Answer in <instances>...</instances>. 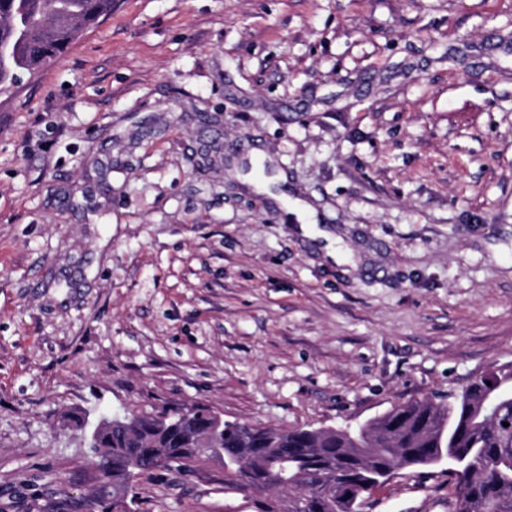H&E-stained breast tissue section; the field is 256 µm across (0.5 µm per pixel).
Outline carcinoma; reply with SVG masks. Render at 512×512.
Returning <instances> with one entry per match:
<instances>
[{
  "label": "carcinoma",
  "instance_id": "carcinoma-1",
  "mask_svg": "<svg viewBox=\"0 0 512 512\" xmlns=\"http://www.w3.org/2000/svg\"><path fill=\"white\" fill-rule=\"evenodd\" d=\"M110 13L112 0H0V92L41 72L85 27ZM500 379L492 420L480 412L489 391L480 376L452 402L394 406L363 424L367 434L350 439L339 431L226 422L219 443L224 482L250 491L256 512H360L365 496L385 482L382 474L434 469L453 457L472 463L448 474L453 512H512V373ZM124 417L98 435L99 446L108 449L96 464L99 486L91 504L99 512H130L132 483L142 474L207 460L200 437L214 421L209 409L128 411ZM243 445L254 456L239 469L234 459Z\"/></svg>",
  "mask_w": 512,
  "mask_h": 512
}]
</instances>
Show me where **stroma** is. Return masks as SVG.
<instances>
[{
    "instance_id": "stroma-1",
    "label": "stroma",
    "mask_w": 512,
    "mask_h": 512,
    "mask_svg": "<svg viewBox=\"0 0 512 512\" xmlns=\"http://www.w3.org/2000/svg\"><path fill=\"white\" fill-rule=\"evenodd\" d=\"M511 369L512 0H112L0 92V512H88L130 410L353 428ZM132 496L255 512L215 462Z\"/></svg>"
}]
</instances>
